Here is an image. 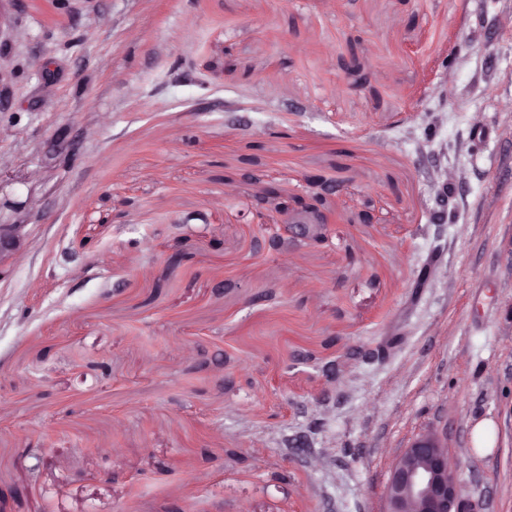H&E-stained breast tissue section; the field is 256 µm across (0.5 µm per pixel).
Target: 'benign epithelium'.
Here are the masks:
<instances>
[{"instance_id": "benign-epithelium-1", "label": "benign epithelium", "mask_w": 512, "mask_h": 512, "mask_svg": "<svg viewBox=\"0 0 512 512\" xmlns=\"http://www.w3.org/2000/svg\"><path fill=\"white\" fill-rule=\"evenodd\" d=\"M306 187L316 193L297 196L292 207L280 206L285 216L281 227L294 238L325 243L328 222L321 201L336 195L341 183L309 177ZM24 229L23 224H0V269L20 251ZM384 512H484L482 499L462 493L457 469L448 463V430L416 435L393 460Z\"/></svg>"}]
</instances>
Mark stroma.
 I'll return each mask as SVG.
<instances>
[{
    "mask_svg": "<svg viewBox=\"0 0 512 512\" xmlns=\"http://www.w3.org/2000/svg\"><path fill=\"white\" fill-rule=\"evenodd\" d=\"M1 11L11 512H383L434 425L512 512V0ZM310 176L328 242L268 247ZM25 225L0 224V271L20 251L24 239Z\"/></svg>",
    "mask_w": 512,
    "mask_h": 512,
    "instance_id": "1",
    "label": "stroma"
}]
</instances>
